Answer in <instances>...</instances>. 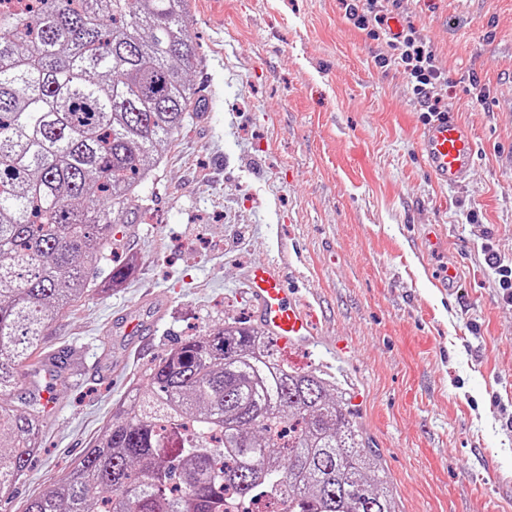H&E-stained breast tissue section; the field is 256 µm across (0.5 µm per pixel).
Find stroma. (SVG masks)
I'll list each match as a JSON object with an SVG mask.
<instances>
[{
  "mask_svg": "<svg viewBox=\"0 0 512 512\" xmlns=\"http://www.w3.org/2000/svg\"><path fill=\"white\" fill-rule=\"evenodd\" d=\"M202 106L189 113L100 282L42 339L81 372L0 512H25L91 448L141 368L225 319L252 321L242 272L275 262L316 320L282 349L351 398L401 512H512V0H400L430 41L435 89L472 130L463 187L419 161L423 108L342 0H191ZM489 98L480 103L470 84ZM458 268V286L435 269Z\"/></svg>",
  "mask_w": 512,
  "mask_h": 512,
  "instance_id": "stroma-1",
  "label": "stroma"
}]
</instances>
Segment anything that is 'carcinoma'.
Instances as JSON below:
<instances>
[{
  "instance_id": "1",
  "label": "carcinoma",
  "mask_w": 512,
  "mask_h": 512,
  "mask_svg": "<svg viewBox=\"0 0 512 512\" xmlns=\"http://www.w3.org/2000/svg\"><path fill=\"white\" fill-rule=\"evenodd\" d=\"M0 11V500L39 447L54 316L114 264L115 224L200 108L189 0H30ZM27 384L12 401L16 387ZM399 512L350 403L234 319L145 365L99 440L26 512Z\"/></svg>"
}]
</instances>
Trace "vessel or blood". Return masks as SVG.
Masks as SVG:
<instances>
[{
	"label": "vessel or blood",
	"mask_w": 512,
	"mask_h": 512,
	"mask_svg": "<svg viewBox=\"0 0 512 512\" xmlns=\"http://www.w3.org/2000/svg\"><path fill=\"white\" fill-rule=\"evenodd\" d=\"M418 152L428 173L443 186L464 183L473 171L476 156L471 129L454 113L436 114L420 129ZM245 285L259 326L285 346L309 343L313 320L300 301L287 293L274 265L250 267Z\"/></svg>",
	"instance_id": "1"
}]
</instances>
